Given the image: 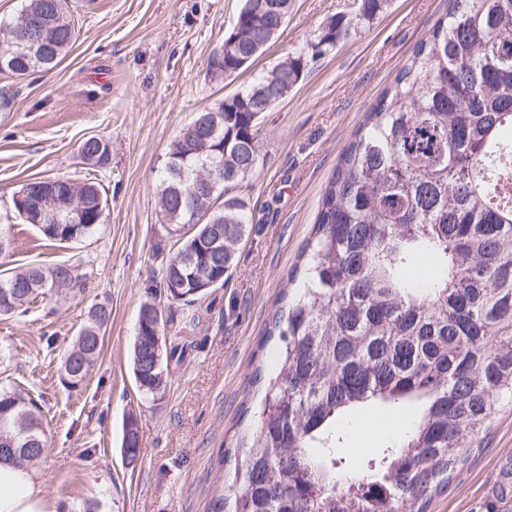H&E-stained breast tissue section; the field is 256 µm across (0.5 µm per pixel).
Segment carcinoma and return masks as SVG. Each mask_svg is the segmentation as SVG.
Returning a JSON list of instances; mask_svg holds the SVG:
<instances>
[{
  "instance_id": "1",
  "label": "carcinoma",
  "mask_w": 512,
  "mask_h": 512,
  "mask_svg": "<svg viewBox=\"0 0 512 512\" xmlns=\"http://www.w3.org/2000/svg\"><path fill=\"white\" fill-rule=\"evenodd\" d=\"M244 0L224 37V68L258 59L282 31L293 0ZM386 0H359L294 56L256 75L223 104L196 113L213 136L183 129L169 148L158 214L177 237L159 281L167 306L138 313L132 372L154 400L167 389L168 363L185 344L170 338L166 309L194 306L226 283L237 247L254 222L249 200L198 195L193 173L224 159V186L249 182L263 163L260 95L279 103L311 61L371 21ZM49 14V45L21 50L6 73L23 78L57 65L72 47L66 0H24L6 26L14 39L31 15ZM111 147L90 136L79 159L103 168ZM107 200L93 181L46 178L12 196L14 212L43 239L84 241L104 221ZM70 264L0 270V316H24L37 298L77 285ZM111 310L91 306L60 358L68 389L85 382L103 345ZM280 343L256 419L239 427L241 450L232 512H425L448 489L506 404L512 403V0H449L344 149L323 193L311 239L277 300L265 346ZM368 409L399 415L403 429L380 440L357 467L343 454L345 426ZM47 430L36 401L0 381V463L27 469L46 458ZM121 452L139 453L128 414Z\"/></svg>"
}]
</instances>
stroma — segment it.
<instances>
[{"label":"stroma","instance_id":"35a3bbf8","mask_svg":"<svg viewBox=\"0 0 512 512\" xmlns=\"http://www.w3.org/2000/svg\"><path fill=\"white\" fill-rule=\"evenodd\" d=\"M77 39L53 69L17 79L0 75V225L12 239L0 265L71 263L86 284L23 317H0V372L35 398L50 453L34 470L52 512H206L233 464L219 465L243 403H257L256 369L270 370L279 342L258 351L273 303L297 262L324 189L354 130L393 81L448 0H388L382 13L320 57L288 97L261 118L264 165L241 188L256 215L224 287L196 305L197 320L171 311L173 331L192 347L170 365L162 399L141 394L131 366L137 315L160 278L172 239L156 208L171 143L204 106L245 89L254 74L307 47L320 26L353 14L356 0H295L284 29L238 75L213 77L209 61L224 43L242 0H68ZM99 135L108 166L78 157ZM98 178L106 220L90 239L44 245L17 217L11 198L24 184ZM112 311L100 357L77 390L60 379L90 306ZM137 415L136 464L120 452L122 423ZM427 512H512V407Z\"/></svg>","mask_w":512,"mask_h":512}]
</instances>
